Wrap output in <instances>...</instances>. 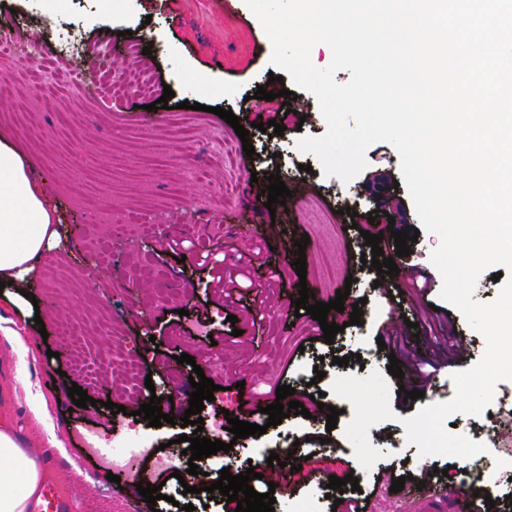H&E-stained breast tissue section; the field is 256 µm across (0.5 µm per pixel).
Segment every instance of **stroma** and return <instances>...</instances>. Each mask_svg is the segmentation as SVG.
I'll return each instance as SVG.
<instances>
[{"label":"stroma","instance_id":"obj_1","mask_svg":"<svg viewBox=\"0 0 512 512\" xmlns=\"http://www.w3.org/2000/svg\"><path fill=\"white\" fill-rule=\"evenodd\" d=\"M2 27L33 35L40 50L29 68L54 61L59 85L42 96L16 73L0 96V137L32 160L58 230L30 273L36 306L0 298V318L20 330L26 344L21 356L0 340V418L39 458L45 479L59 485L64 512H183L190 504L195 512H235L220 493L183 491L187 484L218 481L225 465L235 475L254 468L259 477L252 486L273 492L275 512H299L311 500L320 512H332L336 499L353 492L348 484L330 491L329 479L349 474L363 490V512H430L422 501L392 492L393 480L408 474L468 495L485 490L496 512H512V416L499 405L512 397V381L496 385L495 401L482 415L450 418L456 434L490 448L493 476L479 475L480 457L422 455L406 439L403 419L450 400L453 373L478 362L486 342L439 297L442 278L429 261L436 235L420 233L410 256L397 258L398 276L379 279L361 261L363 231L380 233L392 217L407 232L420 225L399 182L397 151L385 142L372 145L366 168L347 183L325 175L313 155L299 151L301 135H324L326 122L305 90L284 106L278 93L293 83L270 81L271 42L244 0H113L106 26L98 0H66L62 9L52 0H0ZM135 72L149 75V89L132 94L115 87L119 75ZM215 78L223 81V94L213 93ZM167 85L174 95L161 109L155 102ZM263 85L275 92L274 100L254 99ZM217 106L251 122L254 156H246L234 129L214 114ZM17 112L31 117L29 137L16 132ZM261 119L283 125V133L271 137L255 129ZM276 172L292 196L272 212L259 195ZM380 178L399 183L383 203L365 192ZM270 222L273 236L251 233V226ZM93 235L105 256L89 248ZM299 237L309 240L302 278L294 267ZM259 247L275 273L244 270ZM209 253L224 259L220 294L202 269ZM420 270L431 277L426 292L400 293ZM304 285L325 303L338 289L350 290L345 312L327 316L345 327L333 344L322 341L311 316L294 315ZM359 301L363 314L353 325L348 308ZM414 348L443 358L432 390L406 401L399 387L418 377L403 356ZM184 353L194 364L177 363ZM336 356L348 357V365L333 364ZM393 356L401 358L406 377L389 373ZM22 358L30 372L25 383L16 378ZM197 366L237 401L240 420L267 431L240 440L224 433L232 450L200 460L206 474L200 480L188 474L177 443L192 427H142L187 474L183 481L167 477L162 499L144 502L135 483L108 480L109 466L87 455L83 440L93 434L107 448H129L133 440L120 427L125 413L111 414L102 402L138 410L149 380L163 413L183 418ZM74 384L94 406L73 405L68 389ZM284 384L294 388L308 416L293 414L270 427L247 412L246 397L274 403ZM35 396L48 421L34 416ZM370 397L378 399V410H365ZM322 403L339 408L336 429H327ZM273 453L299 467L288 486H268Z\"/></svg>","mask_w":512,"mask_h":512}]
</instances>
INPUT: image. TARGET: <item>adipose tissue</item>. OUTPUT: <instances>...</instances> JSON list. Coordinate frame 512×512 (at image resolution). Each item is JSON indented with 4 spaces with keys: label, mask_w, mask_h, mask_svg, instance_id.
Listing matches in <instances>:
<instances>
[{
    "label": "adipose tissue",
    "mask_w": 512,
    "mask_h": 512,
    "mask_svg": "<svg viewBox=\"0 0 512 512\" xmlns=\"http://www.w3.org/2000/svg\"><path fill=\"white\" fill-rule=\"evenodd\" d=\"M56 237L50 210L36 185L31 163L0 140V282L22 287L35 261ZM44 474L0 422V512H31Z\"/></svg>",
    "instance_id": "adipose-tissue-1"
}]
</instances>
